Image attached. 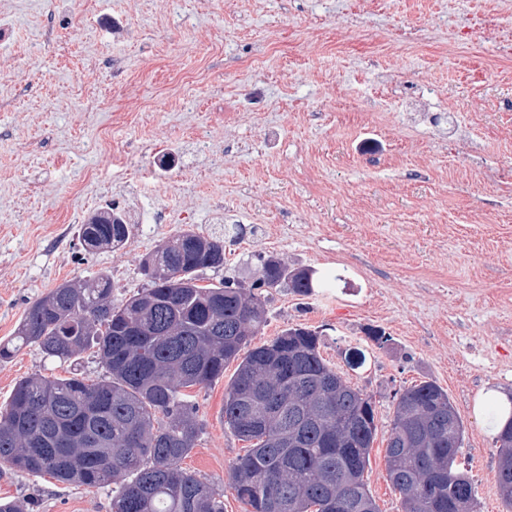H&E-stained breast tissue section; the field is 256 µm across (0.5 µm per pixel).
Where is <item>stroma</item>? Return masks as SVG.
<instances>
[{
  "label": "stroma",
  "mask_w": 512,
  "mask_h": 512,
  "mask_svg": "<svg viewBox=\"0 0 512 512\" xmlns=\"http://www.w3.org/2000/svg\"><path fill=\"white\" fill-rule=\"evenodd\" d=\"M512 0H0V341L51 288L99 273L122 302L142 256L183 229L224 242L204 285L251 283L258 256L316 288L269 294V340L300 325L371 394L364 478L401 512L385 449L396 390L424 380L467 427L476 512H502L493 387L512 393ZM127 243L85 251L106 205ZM385 333L376 346L370 331ZM66 364L0 361V404ZM223 378L189 389L201 433L182 466L224 490L246 442ZM28 512H112L107 489L0 464Z\"/></svg>",
  "instance_id": "stroma-1"
}]
</instances>
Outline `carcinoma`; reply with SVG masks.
Instances as JSON below:
<instances>
[{
    "mask_svg": "<svg viewBox=\"0 0 512 512\" xmlns=\"http://www.w3.org/2000/svg\"><path fill=\"white\" fill-rule=\"evenodd\" d=\"M129 224L104 209L81 225L89 251L119 248ZM224 264V241L179 231L140 264L148 287L112 301V281L65 282L25 311L6 361L24 346L66 363L96 353L105 370L90 381L33 374L0 405V461L66 485L112 486V512H224V492L182 468L201 428L182 390L203 387L237 362L224 391V426L247 452L230 488L246 512H379L364 472L377 435L372 395L352 386L320 354V338L291 327L255 346L268 288L307 295L306 269L260 259L248 286L211 287L197 272ZM386 445L388 478L402 512H474L475 487L457 462L466 427L433 381L394 396ZM498 486L512 512V420L496 436Z\"/></svg>",
    "mask_w": 512,
    "mask_h": 512,
    "instance_id": "carcinoma-1",
    "label": "carcinoma"
}]
</instances>
